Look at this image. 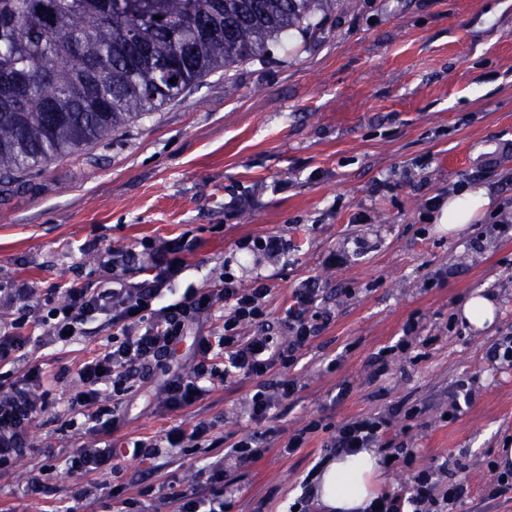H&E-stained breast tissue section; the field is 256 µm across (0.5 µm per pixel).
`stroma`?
Returning <instances> with one entry per match:
<instances>
[{"mask_svg": "<svg viewBox=\"0 0 512 512\" xmlns=\"http://www.w3.org/2000/svg\"><path fill=\"white\" fill-rule=\"evenodd\" d=\"M317 19L318 27L270 42L262 58L211 74L119 132L0 184V289L25 282L35 290L15 371L40 365L50 402L29 428L24 456L0 474V506L152 512L160 497L208 493L213 448L152 463L118 456L81 479L65 473L77 447L100 441L70 426L67 408L79 365L112 326L54 345L41 323L64 285L97 287L107 248L137 251L186 233L196 246L184 255L178 291L226 270L245 281L262 274L272 292L261 330L279 338L285 303L314 279L333 319L279 368L296 391L264 423L245 412L255 381L229 380L174 412L158 393V372L125 396L114 442L200 421L227 446L261 434L260 461L225 460V496L231 512H288L326 460L334 427L377 414L389 422L384 442L412 453L411 463L384 468L383 492H409L419 470L458 466L468 490L444 512H512V491L485 497L498 449L512 448V367L491 357L512 337V228H500L502 213H512V0H333ZM467 186L485 187L493 207L448 232L426 203ZM246 196L251 207L237 209ZM262 235L281 236L287 252L238 249ZM479 289L498 306L485 332L461 315ZM410 323L411 345L397 351ZM313 421L319 429L285 452Z\"/></svg>", "mask_w": 512, "mask_h": 512, "instance_id": "1", "label": "stroma"}]
</instances>
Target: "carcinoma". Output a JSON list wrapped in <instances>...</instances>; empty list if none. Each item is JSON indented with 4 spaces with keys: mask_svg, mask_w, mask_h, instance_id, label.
Instances as JSON below:
<instances>
[{
    "mask_svg": "<svg viewBox=\"0 0 512 512\" xmlns=\"http://www.w3.org/2000/svg\"><path fill=\"white\" fill-rule=\"evenodd\" d=\"M328 0H0V172L113 134L316 26ZM172 69L175 82L165 78Z\"/></svg>",
    "mask_w": 512,
    "mask_h": 512,
    "instance_id": "cac0c4a2",
    "label": "carcinoma"
}]
</instances>
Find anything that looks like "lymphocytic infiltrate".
Masks as SVG:
<instances>
[{
  "mask_svg": "<svg viewBox=\"0 0 512 512\" xmlns=\"http://www.w3.org/2000/svg\"><path fill=\"white\" fill-rule=\"evenodd\" d=\"M190 248L189 241L179 237L150 249L148 273L138 282L124 281L115 274L116 269L135 261V252L108 251L104 266L113 271L112 279L93 289L70 286L65 300L47 310L43 321L56 343H70L72 337L84 335L89 324L103 319L112 325L110 345L80 365L81 389L70 403L71 413L80 417L89 432L115 433L121 420L118 409L130 382L152 375L188 330L219 304L229 309L223 332L195 337L191 371L175 372L162 384L166 407L187 409L206 395L215 381L244 377L257 382L247 410L250 419L260 423L272 408V393L284 398L293 395V383L279 378L275 367L292 364L297 353L329 323L330 313L320 308L319 288L309 282L294 289L281 320L287 343L266 335L245 336L243 326L264 324L268 316L271 288L265 277H252L245 286L227 271L208 287L192 289L172 300V284L183 270L181 254ZM25 325L22 315L0 320V471L13 467L25 452L30 424L48 407L47 393L36 390L42 380L40 366L29 367L22 377L14 375V364L27 342ZM387 425L381 417L351 418L336 427L328 445L338 455L360 447H379ZM209 432V426L199 422L169 430L160 439L124 441L123 448L126 455L147 462L155 460L163 446L181 451L201 447ZM224 459L215 457L208 465L209 494L182 496L177 512H225ZM412 481L409 494L378 496L377 507H366L365 512H443L447 502L461 499L467 492L464 480L454 470L449 471L443 490L428 470L414 473Z\"/></svg>",
  "mask_w": 512,
  "mask_h": 512,
  "instance_id": "lymphocytic-infiltrate-1",
  "label": "lymphocytic infiltrate"
}]
</instances>
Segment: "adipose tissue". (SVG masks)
Masks as SVG:
<instances>
[{
  "instance_id": "adipose-tissue-1",
  "label": "adipose tissue",
  "mask_w": 512,
  "mask_h": 512,
  "mask_svg": "<svg viewBox=\"0 0 512 512\" xmlns=\"http://www.w3.org/2000/svg\"><path fill=\"white\" fill-rule=\"evenodd\" d=\"M490 205L485 189L468 188L441 201L436 221L456 232L480 219ZM314 479V494L325 512H363L377 495L379 457L369 448L337 456L324 464Z\"/></svg>"
}]
</instances>
